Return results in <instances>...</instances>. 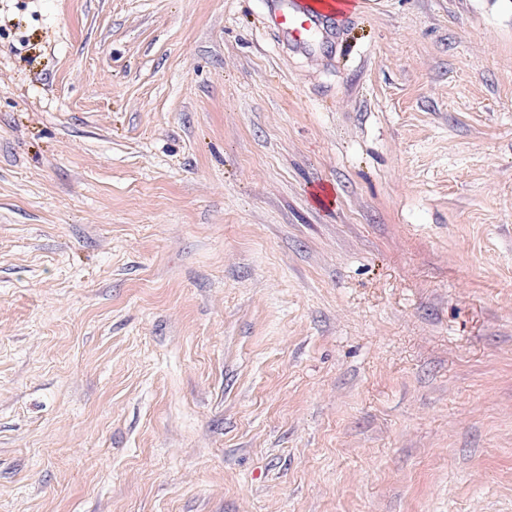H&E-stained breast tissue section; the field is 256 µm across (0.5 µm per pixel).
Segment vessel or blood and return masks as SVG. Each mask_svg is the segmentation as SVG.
<instances>
[{"mask_svg": "<svg viewBox=\"0 0 512 512\" xmlns=\"http://www.w3.org/2000/svg\"><path fill=\"white\" fill-rule=\"evenodd\" d=\"M265 16L279 46L323 54L336 40V0H265Z\"/></svg>", "mask_w": 512, "mask_h": 512, "instance_id": "b4317fda", "label": "vessel or blood"}]
</instances>
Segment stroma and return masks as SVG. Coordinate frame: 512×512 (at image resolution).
Masks as SVG:
<instances>
[{"mask_svg": "<svg viewBox=\"0 0 512 512\" xmlns=\"http://www.w3.org/2000/svg\"><path fill=\"white\" fill-rule=\"evenodd\" d=\"M0 512H512V0H0ZM337 0H265V16L277 44L322 55L336 40Z\"/></svg>", "mask_w": 512, "mask_h": 512, "instance_id": "1", "label": "stroma"}]
</instances>
